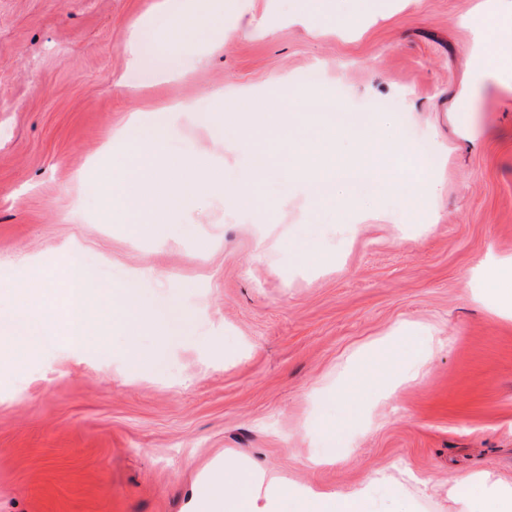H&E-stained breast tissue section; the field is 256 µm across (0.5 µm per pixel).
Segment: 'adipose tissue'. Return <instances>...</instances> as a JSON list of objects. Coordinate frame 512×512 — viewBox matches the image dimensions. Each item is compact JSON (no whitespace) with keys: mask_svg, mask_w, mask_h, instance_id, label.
I'll return each mask as SVG.
<instances>
[{"mask_svg":"<svg viewBox=\"0 0 512 512\" xmlns=\"http://www.w3.org/2000/svg\"><path fill=\"white\" fill-rule=\"evenodd\" d=\"M122 135L129 142L119 173L113 178V202L124 211L131 230H138L142 215L164 223L158 193L147 175L166 135L154 130L145 136L136 124ZM11 308L0 310V347L42 349L45 331L60 327L68 343L81 346L95 332V320H119L128 335H135L146 311L136 298L123 295L106 283L85 276L79 259H72L67 281L53 274L22 282ZM386 472H374L366 482L347 491L318 490L284 478L270 479L261 471L243 472L224 464L212 470L200 488L194 512H371V493L378 483H389Z\"/></svg>","mask_w":512,"mask_h":512,"instance_id":"obj_1","label":"adipose tissue"}]
</instances>
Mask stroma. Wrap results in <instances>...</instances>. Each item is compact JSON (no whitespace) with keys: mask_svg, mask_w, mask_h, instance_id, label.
<instances>
[{"mask_svg":"<svg viewBox=\"0 0 512 512\" xmlns=\"http://www.w3.org/2000/svg\"><path fill=\"white\" fill-rule=\"evenodd\" d=\"M489 3L327 0L352 26L314 36L287 22L293 0H0V289L77 255L97 282L140 275L148 313L137 336H52L0 373V512H191L202 473L237 452L325 490L389 466L432 486H377L374 512H466L448 488L475 472L512 488V316L477 275L512 257V87L471 53ZM138 26L176 70L130 63ZM312 92L382 115L384 156L393 132L415 156L429 141L436 191L364 197L350 236L345 194L329 209L258 177L272 219L257 224L210 188L203 160L241 179L237 113ZM175 100L193 109L156 159L168 226L134 234L99 174L127 152L120 130ZM306 227L326 249L301 266L287 237ZM405 336L434 339L416 374L360 391L366 352Z\"/></svg>","mask_w":512,"mask_h":512,"instance_id":"35a3bbf8","label":"stroma"}]
</instances>
